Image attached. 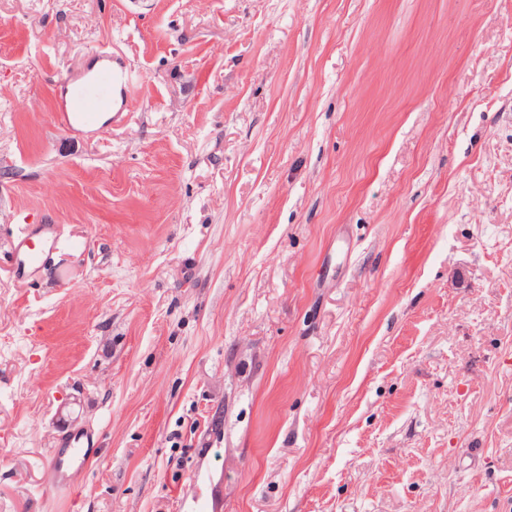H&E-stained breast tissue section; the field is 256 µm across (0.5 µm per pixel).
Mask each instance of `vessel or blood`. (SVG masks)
I'll return each instance as SVG.
<instances>
[{"label": "vessel or blood", "mask_w": 512, "mask_h": 512, "mask_svg": "<svg viewBox=\"0 0 512 512\" xmlns=\"http://www.w3.org/2000/svg\"><path fill=\"white\" fill-rule=\"evenodd\" d=\"M90 79L96 88L78 91L62 97L52 114L58 129L70 132L98 130L101 115L111 114L113 123H121L132 102L135 77L121 63L107 59L94 71ZM57 243V229L52 224H30L15 246V276L24 279L43 264L45 257ZM90 446L88 436L73 435L64 447L53 449L48 466V480L54 491L67 488L68 471L85 459Z\"/></svg>", "instance_id": "1"}]
</instances>
